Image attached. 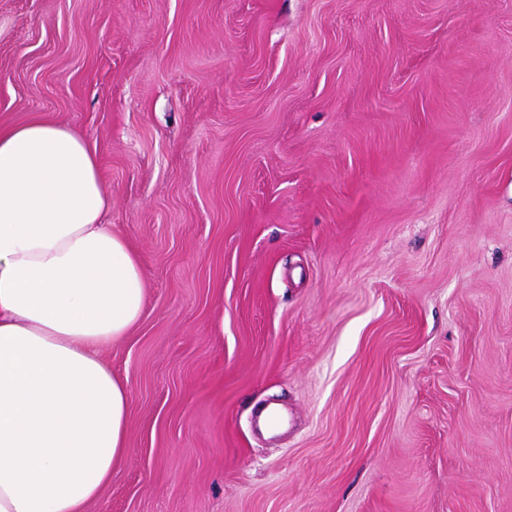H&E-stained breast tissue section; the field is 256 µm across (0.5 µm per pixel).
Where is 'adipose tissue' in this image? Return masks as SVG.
Wrapping results in <instances>:
<instances>
[{
	"instance_id": "obj_1",
	"label": "adipose tissue",
	"mask_w": 512,
	"mask_h": 512,
	"mask_svg": "<svg viewBox=\"0 0 512 512\" xmlns=\"http://www.w3.org/2000/svg\"><path fill=\"white\" fill-rule=\"evenodd\" d=\"M74 128L0 126V512H86L124 460L129 393L104 361L143 309Z\"/></svg>"
}]
</instances>
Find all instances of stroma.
I'll list each match as a JSON object with an SVG mask.
<instances>
[{
	"mask_svg": "<svg viewBox=\"0 0 512 512\" xmlns=\"http://www.w3.org/2000/svg\"><path fill=\"white\" fill-rule=\"evenodd\" d=\"M35 115L145 280L87 512H512V0H0Z\"/></svg>",
	"mask_w": 512,
	"mask_h": 512,
	"instance_id": "stroma-1",
	"label": "stroma"
}]
</instances>
